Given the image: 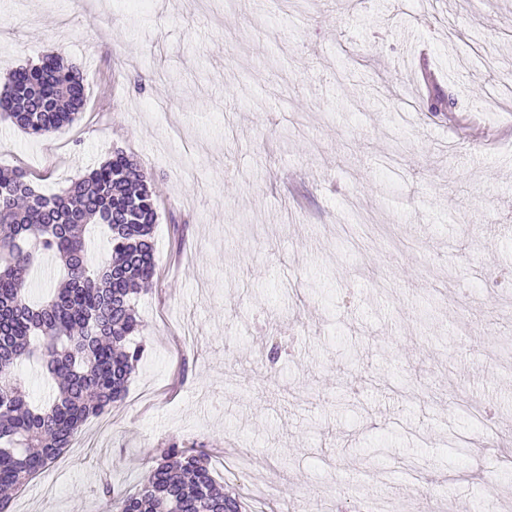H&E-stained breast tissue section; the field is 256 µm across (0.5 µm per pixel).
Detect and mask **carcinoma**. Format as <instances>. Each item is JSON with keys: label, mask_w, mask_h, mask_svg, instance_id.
Listing matches in <instances>:
<instances>
[{"label": "carcinoma", "mask_w": 512, "mask_h": 512, "mask_svg": "<svg viewBox=\"0 0 512 512\" xmlns=\"http://www.w3.org/2000/svg\"><path fill=\"white\" fill-rule=\"evenodd\" d=\"M80 72L61 53L14 70L0 109L27 134L47 136L84 107ZM157 208L146 176L123 151L47 198L21 170L0 168V492L16 490L55 462L78 428L122 401L143 348L135 341L141 285L155 273ZM105 227L107 256L89 265V229ZM62 271L51 296L30 288L42 258ZM39 362L57 386L30 403L17 370ZM139 491L108 495L106 512H238L202 449H153Z\"/></svg>", "instance_id": "cac0c4a2"}]
</instances>
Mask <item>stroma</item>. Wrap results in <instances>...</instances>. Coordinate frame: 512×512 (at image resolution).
Returning a JSON list of instances; mask_svg holds the SVG:
<instances>
[{
    "mask_svg": "<svg viewBox=\"0 0 512 512\" xmlns=\"http://www.w3.org/2000/svg\"><path fill=\"white\" fill-rule=\"evenodd\" d=\"M52 52L86 105L0 114V167L123 150L156 275L125 398L9 512H101L171 441L241 512H512V0H0V81Z\"/></svg>",
    "mask_w": 512,
    "mask_h": 512,
    "instance_id": "stroma-1",
    "label": "stroma"
}]
</instances>
